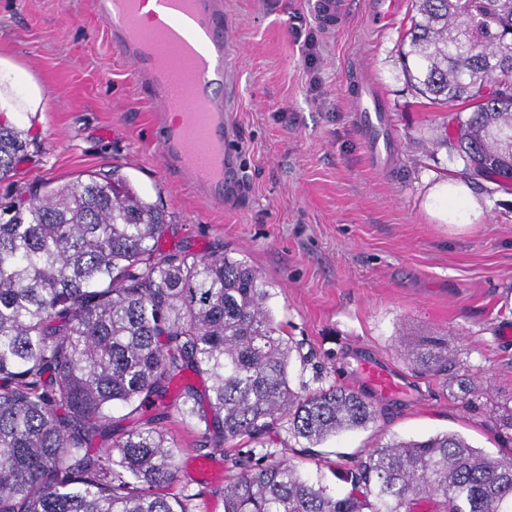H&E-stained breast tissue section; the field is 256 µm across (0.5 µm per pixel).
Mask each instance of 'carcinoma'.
<instances>
[{"mask_svg": "<svg viewBox=\"0 0 512 512\" xmlns=\"http://www.w3.org/2000/svg\"><path fill=\"white\" fill-rule=\"evenodd\" d=\"M403 62L413 91L456 113L448 148L473 179L512 185V0H414ZM28 133L0 121V180L26 159ZM0 219V512H192L178 445L142 424L102 453L117 406L144 414L186 372L167 415L204 425L202 447L247 441L224 486V512H512V455L492 460L455 433L369 449L332 494L271 450L288 421L317 444L376 418L364 394L290 385L293 352L246 261L164 251L166 217L115 168L21 192ZM448 367L438 337L412 350Z\"/></svg>", "mask_w": 512, "mask_h": 512, "instance_id": "carcinoma-1", "label": "carcinoma"}]
</instances>
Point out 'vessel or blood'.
Masks as SVG:
<instances>
[{
    "label": "vessel or blood",
    "instance_id": "obj_1",
    "mask_svg": "<svg viewBox=\"0 0 512 512\" xmlns=\"http://www.w3.org/2000/svg\"><path fill=\"white\" fill-rule=\"evenodd\" d=\"M142 0H91L107 24L110 42L131 65L137 88L154 111L151 129L166 169L178 182L215 204L237 184L235 130L227 119L233 99L228 91L229 58L236 48L224 0H157L150 18ZM350 0H311L317 23L335 31ZM398 0H370L365 21L377 30L391 24ZM349 94L372 165L387 171L398 155L386 137L389 116L383 97L370 80ZM358 373L371 392L394 398L407 391L404 378L375 360L363 361Z\"/></svg>",
    "mask_w": 512,
    "mask_h": 512
}]
</instances>
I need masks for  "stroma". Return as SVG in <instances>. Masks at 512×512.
Instances as JSON below:
<instances>
[{
    "label": "stroma",
    "instance_id": "35a3bbf8",
    "mask_svg": "<svg viewBox=\"0 0 512 512\" xmlns=\"http://www.w3.org/2000/svg\"><path fill=\"white\" fill-rule=\"evenodd\" d=\"M225 12L241 48L229 119L242 185L220 207L165 169L151 107L86 0H0V57L15 66L0 71L10 89L0 110L33 138L27 159L0 180V207L18 192L119 167L169 215L163 249L226 252L259 271L277 322L309 358L292 363L293 389L362 390L356 369L366 356L402 371L409 392L375 398L367 427L316 445L289 439L285 421L270 428L303 473L333 490L343 489L345 467L393 439L448 431L490 457L512 454L492 419L512 405V189L469 183L444 143L457 106L426 105L408 87L407 13L370 34L355 5L332 33L314 22L308 0H225ZM358 75L387 101L399 175L367 162L346 93ZM30 80L44 93L34 120L21 109ZM445 180L468 183L478 208L440 217L430 192ZM431 334L454 359L448 373L423 371L408 356ZM160 425L179 446L180 483L196 492V512H224L241 440L226 442L202 472L198 431L174 417Z\"/></svg>",
    "mask_w": 512,
    "mask_h": 512
}]
</instances>
